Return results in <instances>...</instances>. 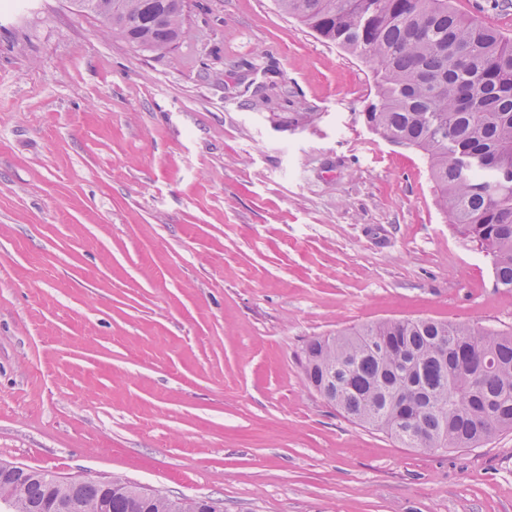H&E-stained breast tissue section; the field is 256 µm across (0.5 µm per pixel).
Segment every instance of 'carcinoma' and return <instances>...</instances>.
<instances>
[{"mask_svg":"<svg viewBox=\"0 0 512 512\" xmlns=\"http://www.w3.org/2000/svg\"><path fill=\"white\" fill-rule=\"evenodd\" d=\"M324 40L374 66L364 112L385 140L422 152L448 224L492 255L512 291V39L458 14L450 0H277ZM185 0H118L112 36L151 50L185 34ZM307 383L353 421L406 448H474L512 432V332L390 319L317 336ZM119 477L74 488L43 471L0 468V500L18 512H201L157 492L148 506Z\"/></svg>","mask_w":512,"mask_h":512,"instance_id":"1","label":"carcinoma"}]
</instances>
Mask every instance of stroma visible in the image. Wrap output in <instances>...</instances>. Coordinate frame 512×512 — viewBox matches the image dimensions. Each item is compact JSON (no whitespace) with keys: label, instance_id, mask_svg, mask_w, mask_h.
<instances>
[{"label":"stroma","instance_id":"stroma-1","mask_svg":"<svg viewBox=\"0 0 512 512\" xmlns=\"http://www.w3.org/2000/svg\"><path fill=\"white\" fill-rule=\"evenodd\" d=\"M512 39V6L452 0ZM167 50L0 0V463L222 512H512V432L405 448L305 381L388 319L512 331L372 68L276 0H188Z\"/></svg>","mask_w":512,"mask_h":512}]
</instances>
